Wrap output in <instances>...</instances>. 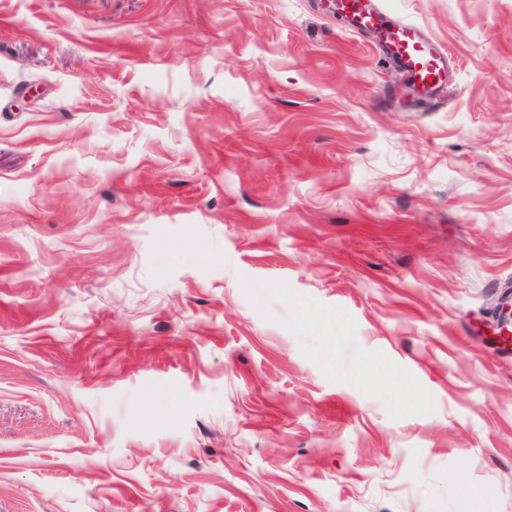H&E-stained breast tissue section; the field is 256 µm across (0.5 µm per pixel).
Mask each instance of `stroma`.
I'll list each match as a JSON object with an SVG mask.
<instances>
[{
    "instance_id": "stroma-1",
    "label": "stroma",
    "mask_w": 512,
    "mask_h": 512,
    "mask_svg": "<svg viewBox=\"0 0 512 512\" xmlns=\"http://www.w3.org/2000/svg\"><path fill=\"white\" fill-rule=\"evenodd\" d=\"M0 0V512H512V0ZM322 8L346 18L352 32L371 33L380 53L423 92L444 81L448 57L415 25L388 20L377 0H322Z\"/></svg>"
}]
</instances>
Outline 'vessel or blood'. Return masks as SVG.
Instances as JSON below:
<instances>
[{
  "instance_id": "obj_1",
  "label": "vessel or blood",
  "mask_w": 512,
  "mask_h": 512,
  "mask_svg": "<svg viewBox=\"0 0 512 512\" xmlns=\"http://www.w3.org/2000/svg\"><path fill=\"white\" fill-rule=\"evenodd\" d=\"M322 8L346 18L351 30L371 33L380 53L422 91L444 81L448 58L438 45L413 24L388 20L377 0H322Z\"/></svg>"
}]
</instances>
